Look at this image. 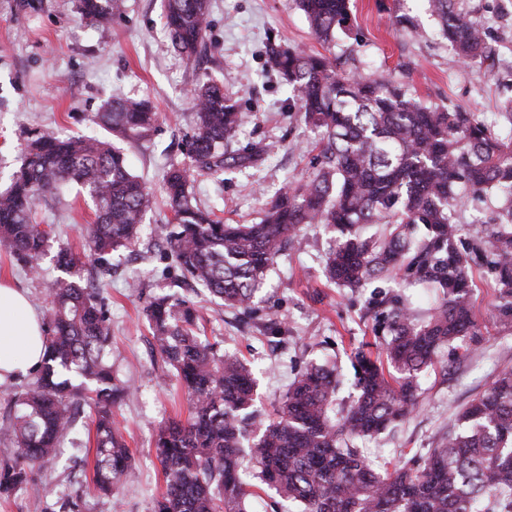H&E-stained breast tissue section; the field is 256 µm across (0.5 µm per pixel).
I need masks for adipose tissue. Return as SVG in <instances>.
Returning <instances> with one entry per match:
<instances>
[{
  "mask_svg": "<svg viewBox=\"0 0 512 512\" xmlns=\"http://www.w3.org/2000/svg\"><path fill=\"white\" fill-rule=\"evenodd\" d=\"M45 326L24 290L0 280V380L23 379L41 365Z\"/></svg>",
  "mask_w": 512,
  "mask_h": 512,
  "instance_id": "adipose-tissue-1",
  "label": "adipose tissue"
}]
</instances>
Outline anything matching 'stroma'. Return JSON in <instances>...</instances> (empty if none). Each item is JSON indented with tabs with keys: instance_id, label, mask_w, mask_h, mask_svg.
<instances>
[{
	"instance_id": "obj_1",
	"label": "stroma",
	"mask_w": 512,
	"mask_h": 512,
	"mask_svg": "<svg viewBox=\"0 0 512 512\" xmlns=\"http://www.w3.org/2000/svg\"><path fill=\"white\" fill-rule=\"evenodd\" d=\"M206 48L186 59L174 51L161 0H125V10L98 24L83 19L76 0H0V190L20 164L26 141L36 133L60 136L103 135L95 115L109 101L126 97L148 100L159 119L151 141L124 143L133 172L154 194L144 217L141 239L110 257L112 275L99 296L121 355L113 360L115 376L128 384L130 398L113 409L114 421L133 462L119 493L93 490L95 429L91 411L81 413L62 456L35 470L36 482L54 487L57 496L77 502L79 512H153L164 491L154 437L170 420H186L189 402L173 383H161L163 362L150 340L143 314L148 299L171 294L191 300L201 316V333L222 340L223 348L252 361L257 393L265 411H273L296 375L312 361L335 364L341 373L339 405L355 394L351 357L371 342L369 304L378 291L422 301L402 280L358 291L326 282L323 259L330 237L311 227L302 231L299 250L281 257L270 271L251 309L221 308L202 291L178 283L163 244L162 231L172 213L162 178L170 164L187 162L193 135L196 82L214 78L246 115L239 147L266 150L261 167L225 172L220 177L193 175L192 191L200 207L227 224L259 222L282 186L307 179L320 166L317 131L294 110L292 93L267 64L270 42L319 52L346 69L389 79L425 105L476 112L495 121L512 99V0H467L487 29L496 59L494 74L458 60L438 34L436 18L423 0H350V21L334 42L318 41L295 0H210ZM406 12L424 29L417 39L395 22ZM39 219L52 227L56 243L76 253L73 278L86 279L94 261L87 229L94 220L91 200L77 188L41 202ZM41 274L0 253V279L25 288L39 314L49 307V290L58 276L43 260ZM493 288L478 281L474 308L481 336L475 350L465 343L444 349L440 365L422 377L420 405L406 420L357 446L378 470L415 468L439 442L462 410L491 378L512 370V330L495 324ZM277 318L286 337L277 347L260 339L269 318Z\"/></svg>"
}]
</instances>
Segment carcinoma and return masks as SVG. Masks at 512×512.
I'll use <instances>...</instances> for the list:
<instances>
[{
    "label": "carcinoma",
    "instance_id": "carcinoma-1",
    "mask_svg": "<svg viewBox=\"0 0 512 512\" xmlns=\"http://www.w3.org/2000/svg\"><path fill=\"white\" fill-rule=\"evenodd\" d=\"M314 35L329 41L349 19V0H296ZM441 34L462 61L490 73L487 31L459 0H428ZM123 0H79L98 23ZM209 0H164L175 51L191 58L204 46ZM268 64L295 92L305 124L322 143V161L303 183H289L257 224H224L193 203L192 173L219 176L254 168L265 150L238 148L242 114L216 83L194 90L190 167L170 166L163 189L174 225L165 234L181 276L227 307L247 308L266 272L301 242L303 226L332 233L326 279L365 287L395 271L431 297L423 316L400 296L371 302L382 352L359 350L352 368L356 398L336 411V369L311 363L274 413L255 405L251 367L199 336L198 310L170 295L145 307L154 346L191 403L187 421L156 434L165 490L154 512H248L264 486L301 512H512V370L495 375L465 407L458 425L429 449L419 470H376L353 445L410 417L419 406L420 375L442 347L481 335L471 301L474 272L491 284L494 317L512 328V101L508 130L475 112L421 104L398 85L336 69L329 58L272 44ZM98 123L120 140L151 136L156 113L143 99L108 102ZM75 184L95 204L88 247L103 263L139 238L152 193L107 140L38 136L28 142L9 186L0 190V246L29 268L51 247V225L38 220L39 201ZM489 201L496 216L473 238L461 234L465 197ZM380 224V234L365 228ZM56 267L76 266L58 248ZM129 387L112 371L111 327L96 285L56 279L48 310L45 358L35 379L14 393V411L0 437L17 454L0 462V495L28 488L46 496L31 468L56 459L80 408L94 413L92 482L119 492L132 455L112 408Z\"/></svg>",
    "mask_w": 512,
    "mask_h": 512
}]
</instances>
